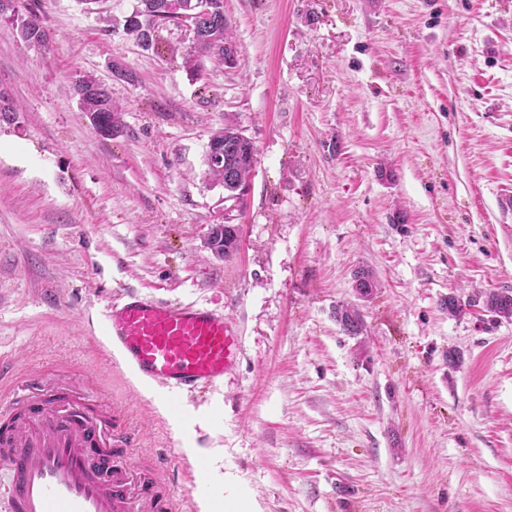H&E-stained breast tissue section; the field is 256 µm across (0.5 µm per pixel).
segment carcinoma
Instances as JSON below:
<instances>
[{
  "instance_id": "cac0c4a2",
  "label": "carcinoma",
  "mask_w": 512,
  "mask_h": 512,
  "mask_svg": "<svg viewBox=\"0 0 512 512\" xmlns=\"http://www.w3.org/2000/svg\"><path fill=\"white\" fill-rule=\"evenodd\" d=\"M203 1L208 9L206 16L198 20L194 31L195 46L193 52L185 58L186 66L196 71L204 58L224 62V45H236L231 34L230 21L224 13V0H175L184 8H190ZM139 7L124 24V31L136 43L145 38V29L160 28L164 25H181L182 17L178 12L164 8L167 0H139ZM19 33L26 41L39 43L41 25L36 19H22L18 23ZM75 95L79 99L81 111L90 114L96 132L110 138L122 132V124L116 105L108 92L101 87L100 80L93 76H84L74 84ZM210 141L218 144L213 155H206L205 163L209 178L224 187V197L240 201L247 193L249 179L256 163V148L251 138L233 122L224 124V129L214 133ZM214 247L218 254L226 257L234 254L239 247L238 232L228 228L217 230ZM359 299L369 302L379 287L372 270L361 268L355 273ZM481 306L486 315L496 319L512 318V292L509 290L489 291L480 298L461 301L455 294L448 295L443 301V308L448 315L457 317L469 307ZM336 322L343 332L358 336L363 332V318L359 307L346 305L336 308Z\"/></svg>"
}]
</instances>
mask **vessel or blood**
<instances>
[{
	"label": "vessel or blood",
	"instance_id": "obj_1",
	"mask_svg": "<svg viewBox=\"0 0 512 512\" xmlns=\"http://www.w3.org/2000/svg\"><path fill=\"white\" fill-rule=\"evenodd\" d=\"M115 368L171 393L213 386L238 364L230 316L136 291L113 300L99 344ZM173 494L131 458L112 415L54 378L0 398V512H175Z\"/></svg>",
	"mask_w": 512,
	"mask_h": 512
}]
</instances>
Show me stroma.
I'll list each match as a JSON object with an SVG mask.
<instances>
[{
    "mask_svg": "<svg viewBox=\"0 0 512 512\" xmlns=\"http://www.w3.org/2000/svg\"><path fill=\"white\" fill-rule=\"evenodd\" d=\"M15 5L48 38L0 18L20 109L0 121L6 380L57 370L177 498L204 460L227 512H512V319L442 308L512 290V0H224L237 64L198 72L189 28L126 36L138 0ZM85 75L119 135L81 111ZM230 120L257 151L239 202L206 175ZM224 222L226 259L207 246ZM129 289L233 317L222 384L171 398L114 368L98 341ZM77 81L74 84L75 95L81 111L90 114L96 132L103 138H112L122 132L121 109L112 101L108 90L101 87L100 80L84 76ZM223 226V229L217 230L215 236H214V247L218 254L224 255V257H229L232 254H234L239 247V238H238V232L237 227L234 226V232L231 229L226 228L225 224H215L212 226V228L216 226ZM211 228V230H212ZM336 321L347 335L357 336L363 332V318L358 306L346 305L336 308Z\"/></svg>",
    "mask_w": 512,
    "mask_h": 512,
    "instance_id": "1",
    "label": "stroma"
}]
</instances>
